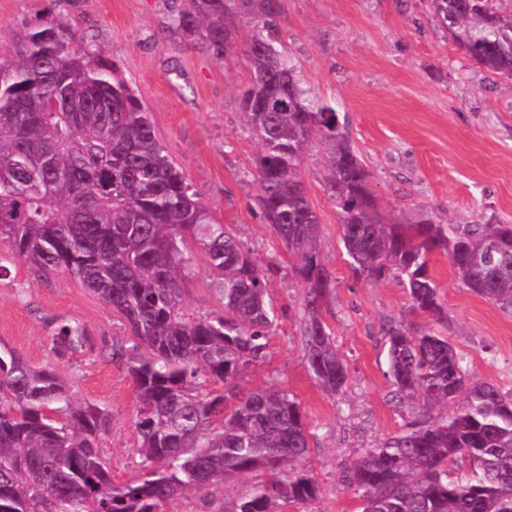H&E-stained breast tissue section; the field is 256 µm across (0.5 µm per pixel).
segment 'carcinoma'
<instances>
[{"instance_id":"1","label":"carcinoma","mask_w":512,"mask_h":512,"mask_svg":"<svg viewBox=\"0 0 512 512\" xmlns=\"http://www.w3.org/2000/svg\"><path fill=\"white\" fill-rule=\"evenodd\" d=\"M434 19L474 63L512 79V10L501 0H428ZM278 0H184L174 25L252 69L240 109L262 145L259 207L305 288L304 359L331 394L349 375L322 311L336 288L317 241L320 224L302 175L320 147L353 275L398 283L423 319L383 329L399 405L417 415L366 449L344 482L362 512H512V398L466 377L429 256L448 257L472 293L512 312V224L393 223L336 110L306 98L275 47ZM247 20L242 28L241 20ZM0 245L37 278L67 271L126 323L112 349L137 390L143 473L123 483L99 441L104 409L73 398L51 366L0 347V512H161L190 492L241 476L261 479L216 501L214 512H286L322 488L302 464L312 426L273 384L243 392L267 358L279 316L266 272L219 222L158 138L150 113L99 49L46 18L0 65ZM205 254L222 309H184L190 246ZM91 348L84 326L53 327L52 352ZM221 392L202 393L207 384Z\"/></svg>"}]
</instances>
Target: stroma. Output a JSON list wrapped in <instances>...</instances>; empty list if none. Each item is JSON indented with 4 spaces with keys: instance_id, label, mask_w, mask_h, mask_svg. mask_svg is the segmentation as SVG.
<instances>
[{
    "instance_id": "35a3bbf8",
    "label": "stroma",
    "mask_w": 512,
    "mask_h": 512,
    "mask_svg": "<svg viewBox=\"0 0 512 512\" xmlns=\"http://www.w3.org/2000/svg\"><path fill=\"white\" fill-rule=\"evenodd\" d=\"M182 0H0V63L17 40L49 17L115 61L142 97L160 140L222 223L232 225L268 270L279 321L268 358L240 382L243 390L278 380L314 428L304 460L321 487L314 512H361L343 481L365 448L399 432L410 417L389 400L382 328L401 320L408 297L393 282L354 277L336 207L325 190L322 155L305 157L309 202L320 222V251L336 279L324 320L348 367L344 392L330 396L304 360L303 294L290 258L258 205L254 177L261 144L239 110L251 72L243 56L217 58L200 36L174 28ZM276 47L311 98L333 106L371 173L384 213L418 222H512V82L477 67L448 38L424 0H280ZM189 313L219 309L207 259L192 252ZM0 344L35 365H54L80 401L105 408L101 451L112 478L140 474L134 424L136 391L113 346L129 336L123 320L69 273L48 280L0 248ZM430 271L448 312L449 341L474 381L512 393V313L471 293L444 254ZM86 327L92 351L56 360L51 320Z\"/></svg>"
}]
</instances>
